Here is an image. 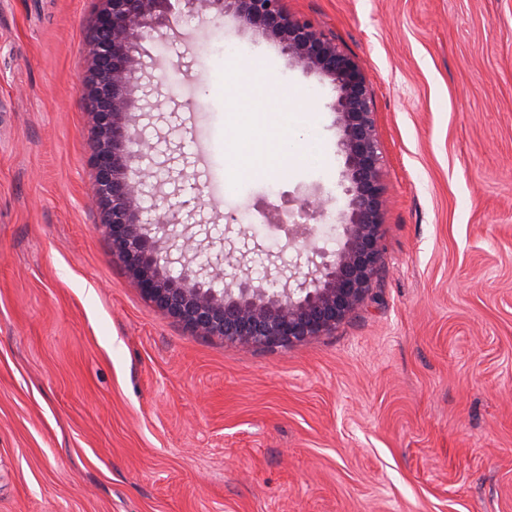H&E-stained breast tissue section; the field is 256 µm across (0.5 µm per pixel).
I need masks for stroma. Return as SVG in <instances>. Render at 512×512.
<instances>
[{"mask_svg": "<svg viewBox=\"0 0 512 512\" xmlns=\"http://www.w3.org/2000/svg\"><path fill=\"white\" fill-rule=\"evenodd\" d=\"M283 3L365 73L385 205L364 301L265 348L192 332L112 251L89 201L97 0H0V512H512V0ZM227 42L317 89L327 159L218 200ZM134 84L186 261L261 259L296 287L298 245L252 227L312 194L315 244L339 248L328 79L200 10L145 43Z\"/></svg>", "mask_w": 512, "mask_h": 512, "instance_id": "stroma-1", "label": "stroma"}]
</instances>
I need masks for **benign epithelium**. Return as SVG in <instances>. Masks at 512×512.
I'll return each mask as SVG.
<instances>
[{"instance_id":"1","label":"benign epithelium","mask_w":512,"mask_h":512,"mask_svg":"<svg viewBox=\"0 0 512 512\" xmlns=\"http://www.w3.org/2000/svg\"><path fill=\"white\" fill-rule=\"evenodd\" d=\"M95 35L88 45L96 176L92 198L105 211L104 226L112 249L125 263L142 295L198 335L246 346L280 347L332 330L368 294L380 256L383 224L378 186L380 145L366 77L352 56L305 21L289 16L282 0H181L220 16L233 14L275 40L298 65L330 80L331 104L345 156L348 212L342 216L343 244L326 252L305 242L308 271L295 288H265L253 279L230 276L223 291L210 278L224 275V258L194 270L183 266L174 277L171 250L185 254L192 241L167 244L146 232L140 198L154 168L129 176V164L146 157L145 140L136 127L133 76L141 64L142 43L170 24L172 0H98Z\"/></svg>"}]
</instances>
